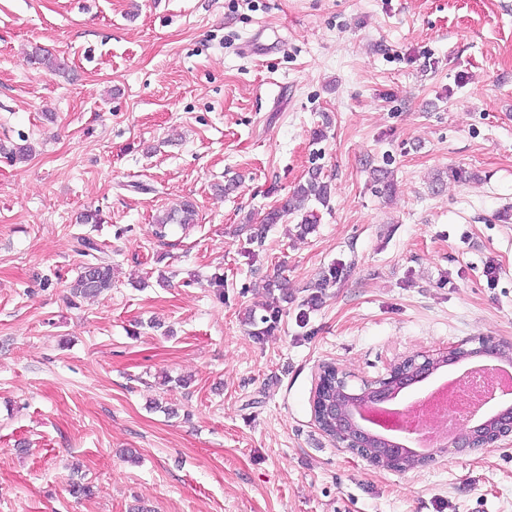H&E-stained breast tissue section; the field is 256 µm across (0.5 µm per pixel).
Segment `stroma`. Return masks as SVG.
Instances as JSON below:
<instances>
[{"label": "stroma", "mask_w": 512, "mask_h": 512, "mask_svg": "<svg viewBox=\"0 0 512 512\" xmlns=\"http://www.w3.org/2000/svg\"><path fill=\"white\" fill-rule=\"evenodd\" d=\"M22 137L28 162L0 153V512H512V445L393 472L310 407L327 363L512 343V0H0V144ZM316 166L314 231L250 241ZM184 198L196 224L156 236ZM88 239L114 277L83 299ZM27 60L31 65L51 75H64L68 72L65 59L41 45L31 47Z\"/></svg>", "instance_id": "35a3bbf8"}]
</instances>
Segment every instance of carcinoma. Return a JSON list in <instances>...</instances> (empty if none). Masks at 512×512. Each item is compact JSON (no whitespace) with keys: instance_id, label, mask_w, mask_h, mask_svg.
I'll use <instances>...</instances> for the list:
<instances>
[{"instance_id":"1","label":"carcinoma","mask_w":512,"mask_h":512,"mask_svg":"<svg viewBox=\"0 0 512 512\" xmlns=\"http://www.w3.org/2000/svg\"><path fill=\"white\" fill-rule=\"evenodd\" d=\"M28 62L51 75H63L68 72V64L64 58L50 50L34 45L28 53ZM12 160L22 163L32 157V148L26 139L4 150ZM330 199V183L321 176V171L313 169L306 179L297 184L291 195L277 207L266 212L261 225L278 224L285 217H298V229L304 235L312 230L317 223L318 215L314 206H326ZM196 217L195 204L186 199L180 204L156 218L160 226L167 224H192ZM86 255L90 260L82 265L79 276L72 285L73 294L81 297H95L112 288V262L102 256V250L92 241H87Z\"/></svg>"}]
</instances>
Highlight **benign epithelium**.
<instances>
[{
	"label": "benign epithelium",
	"instance_id": "obj_1",
	"mask_svg": "<svg viewBox=\"0 0 512 512\" xmlns=\"http://www.w3.org/2000/svg\"><path fill=\"white\" fill-rule=\"evenodd\" d=\"M478 346L469 347L463 342L444 349L406 356L389 367L386 374L373 379H363L359 387L351 385L352 374L332 364L320 370L310 397L315 423L326 435L335 439L354 455L367 460L371 465L390 471L407 472L428 463L414 453L395 458L380 448L369 446L374 434L368 432L354 415V406L360 400L370 401L372 396L383 397L397 387L408 388L413 380L434 374L440 361L448 359L462 361L483 356L512 363V345L494 343L484 337L476 338ZM512 443V409L492 418V427L484 430L482 425L464 429L453 441L458 452H471L478 448H491L502 442Z\"/></svg>",
	"mask_w": 512,
	"mask_h": 512
}]
</instances>
